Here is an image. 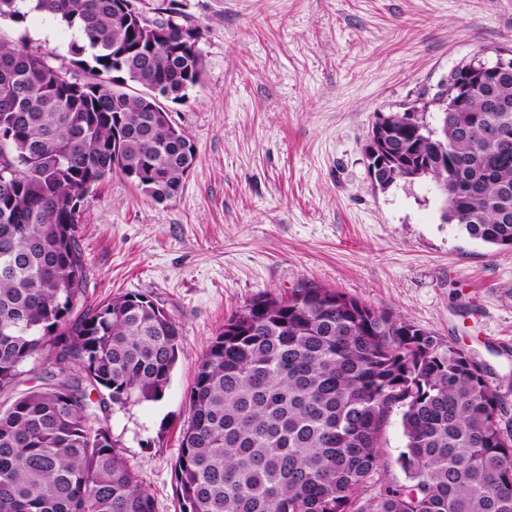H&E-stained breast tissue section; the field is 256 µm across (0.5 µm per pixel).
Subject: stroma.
Segmentation results:
<instances>
[{"instance_id": "1", "label": "stroma", "mask_w": 512, "mask_h": 512, "mask_svg": "<svg viewBox=\"0 0 512 512\" xmlns=\"http://www.w3.org/2000/svg\"><path fill=\"white\" fill-rule=\"evenodd\" d=\"M198 28L201 85L165 101L198 159L157 203L119 175L79 226L90 301L151 295L184 349L163 396L109 412L156 512H178L174 464L196 366L224 320L263 291L333 288L469 351L512 418V252L445 223L428 179L378 188L365 147L378 114L435 119L450 73L512 52V0H138ZM77 32L32 13L0 36L68 63ZM400 414L370 496L407 482Z\"/></svg>"}]
</instances>
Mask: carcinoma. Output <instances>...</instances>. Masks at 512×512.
<instances>
[{"label":"carcinoma","instance_id":"carcinoma-1","mask_svg":"<svg viewBox=\"0 0 512 512\" xmlns=\"http://www.w3.org/2000/svg\"><path fill=\"white\" fill-rule=\"evenodd\" d=\"M76 29L69 66L0 38V512H154L107 426L110 406L159 400L180 325L148 294L90 304L84 201L118 173L178 196L194 142L156 97L202 83L203 55L120 0H0ZM377 116L366 147L384 189L419 174L442 219L512 251V70L462 109ZM40 385L16 392L27 365ZM401 413L409 483L366 497ZM503 398L464 349L333 288L262 292L197 365L174 473L180 512H512Z\"/></svg>","mask_w":512,"mask_h":512}]
</instances>
